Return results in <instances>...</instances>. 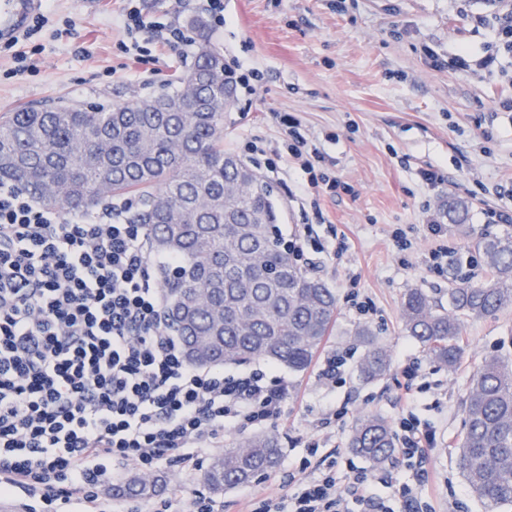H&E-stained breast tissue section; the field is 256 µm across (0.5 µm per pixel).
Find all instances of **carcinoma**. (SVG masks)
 <instances>
[{
    "mask_svg": "<svg viewBox=\"0 0 512 512\" xmlns=\"http://www.w3.org/2000/svg\"><path fill=\"white\" fill-rule=\"evenodd\" d=\"M188 26L199 39L195 60L172 92L108 105L25 106L0 117V180L64 213L109 197L136 199L128 220L145 225L149 249L179 257L157 275L164 318L187 362L264 360L303 372L336 322V294L290 252L270 186L224 152V112L234 91L206 20L193 17ZM470 234L486 281L448 289L446 308L417 290L402 302L404 331L450 369L462 352V319L512 306V239L475 226ZM355 336L365 347L360 376H385L386 349L366 325ZM463 413L457 465L470 492L492 510L512 506V360L489 357L473 371ZM349 447L378 467L392 459L396 442L384 417L367 414ZM280 453L273 436L245 438L212 459L205 485L217 494L248 485L273 472ZM155 491L145 480L118 489L134 497Z\"/></svg>",
    "mask_w": 512,
    "mask_h": 512,
    "instance_id": "carcinoma-1",
    "label": "carcinoma"
}]
</instances>
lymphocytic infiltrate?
<instances>
[{
    "label": "lymphocytic infiltrate",
    "mask_w": 512,
    "mask_h": 512,
    "mask_svg": "<svg viewBox=\"0 0 512 512\" xmlns=\"http://www.w3.org/2000/svg\"><path fill=\"white\" fill-rule=\"evenodd\" d=\"M46 14L28 16L7 41L11 76L35 72L33 38ZM126 52L175 48L183 29L126 0L119 17ZM274 157L245 151L253 166L277 171L297 160L311 187L335 191L294 118ZM127 201L69 215L43 207L0 182V495L23 493L27 512H62L70 503L99 512L106 475L175 468L191 474L224 445L225 427L244 431L276 422L288 387L253 368L225 375L186 362L167 326L163 288L143 225L129 223ZM403 460L421 466L433 429L403 413L395 432ZM306 475L285 498L263 497L249 512H408L409 485L382 498L358 475L340 485L337 461H303Z\"/></svg>",
    "instance_id": "1"
}]
</instances>
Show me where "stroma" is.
Returning <instances> with one entry per match:
<instances>
[{"label":"stroma","mask_w":512,"mask_h":512,"mask_svg":"<svg viewBox=\"0 0 512 512\" xmlns=\"http://www.w3.org/2000/svg\"><path fill=\"white\" fill-rule=\"evenodd\" d=\"M52 29L39 38L38 70L8 77L10 52L0 53V116L29 105L61 102L116 103L171 89L176 69L189 62L176 49L127 54L116 19L123 0H54ZM512 12V0H224L226 24L212 42L231 66L256 68L264 79L237 94L224 114V149L241 154L247 140L276 150L280 118L300 123L309 144L321 149L324 165L341 185L336 194L307 185L298 165L265 174L272 185L285 238L307 234L300 263L332 288L338 316L323 354L346 360L336 387L318 378V365L297 374L277 366L288 386L283 416L265 426L281 446L277 468L256 483L226 491L222 512H245L250 496H285L288 471L318 442L320 454L349 449L357 417L373 413L397 423L406 409L399 387L407 365L419 366L415 415L436 432L428 449L424 485H414L402 458L370 470L375 490L389 495L395 483H410L423 512H489L459 472L455 447L464 429L462 400L470 375L491 355L512 358V307L496 316L463 323L464 353L455 370L431 362L402 329L404 294L422 291L447 303L460 281L485 276L468 233L469 225L512 236V224H491L492 211L512 207V55L478 66L489 40L487 23ZM71 21L70 35L53 28ZM87 54H79V47ZM470 59L461 69L455 56ZM441 176L433 186L419 170ZM467 208L465 224L451 226L448 200ZM444 224L431 237L430 221ZM406 246H399V239ZM347 250L335 256L339 242ZM448 250V271L426 262L431 248ZM371 300L368 319L351 310L352 294ZM367 325L387 350L390 367L375 382L360 379L364 352L355 330ZM337 414L323 427V414Z\"/></svg>","instance_id":"35a3bbf8"}]
</instances>
